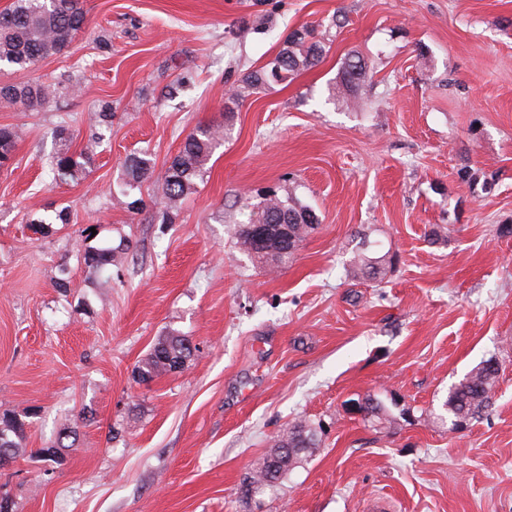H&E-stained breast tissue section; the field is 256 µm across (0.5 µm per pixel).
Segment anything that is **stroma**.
<instances>
[{
    "label": "stroma",
    "instance_id": "35a3bbf8",
    "mask_svg": "<svg viewBox=\"0 0 512 512\" xmlns=\"http://www.w3.org/2000/svg\"><path fill=\"white\" fill-rule=\"evenodd\" d=\"M69 49L0 84L60 93L23 126L0 171V412L28 421L0 468L10 512H512V0H85ZM328 52L271 90L243 76L288 33ZM368 63L335 92L348 54ZM242 100L174 224L153 221L166 163L197 126ZM111 126L99 125L101 108ZM67 124L85 178L51 184ZM153 178L111 202L130 154ZM274 189L318 217L277 273L232 236ZM67 209L69 224L56 222ZM49 222L33 233L30 222ZM96 226L91 240L81 232ZM126 242L111 272L85 245ZM393 254L383 281L360 249ZM68 293L53 286L60 267ZM186 337L180 371L143 382L157 340ZM499 376L487 416L448 430V390L481 361ZM396 418L375 428L352 402ZM322 426L276 485L246 476L296 420ZM75 447L39 449L60 433ZM351 269L357 276L382 281L392 265V257L388 255L372 256L368 250L356 252L351 259Z\"/></svg>",
    "mask_w": 512,
    "mask_h": 512
}]
</instances>
